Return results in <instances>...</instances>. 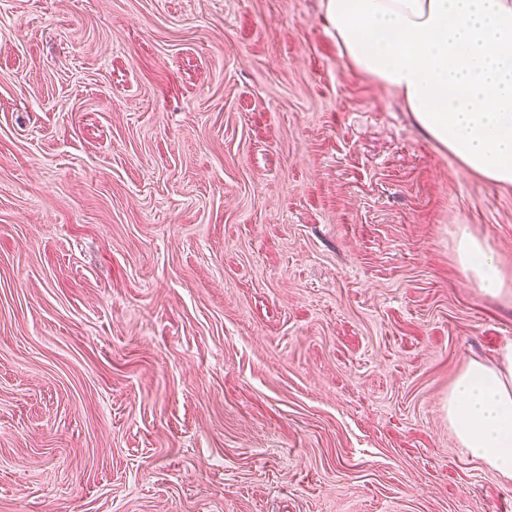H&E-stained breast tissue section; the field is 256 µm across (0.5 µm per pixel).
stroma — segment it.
<instances>
[{
    "instance_id": "obj_1",
    "label": "stroma",
    "mask_w": 512,
    "mask_h": 512,
    "mask_svg": "<svg viewBox=\"0 0 512 512\" xmlns=\"http://www.w3.org/2000/svg\"><path fill=\"white\" fill-rule=\"evenodd\" d=\"M512 187L323 0H0V512H512L448 425ZM457 262L464 276L488 297L510 295L508 278L490 248L466 228L459 229L456 242Z\"/></svg>"
}]
</instances>
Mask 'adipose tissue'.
<instances>
[{
  "instance_id": "adipose-tissue-1",
  "label": "adipose tissue",
  "mask_w": 512,
  "mask_h": 512,
  "mask_svg": "<svg viewBox=\"0 0 512 512\" xmlns=\"http://www.w3.org/2000/svg\"><path fill=\"white\" fill-rule=\"evenodd\" d=\"M340 56L400 95L414 123L470 173L512 186V0H325ZM457 262L482 295L512 294L490 248L467 230ZM463 448L512 480V344L467 363L448 391Z\"/></svg>"
}]
</instances>
